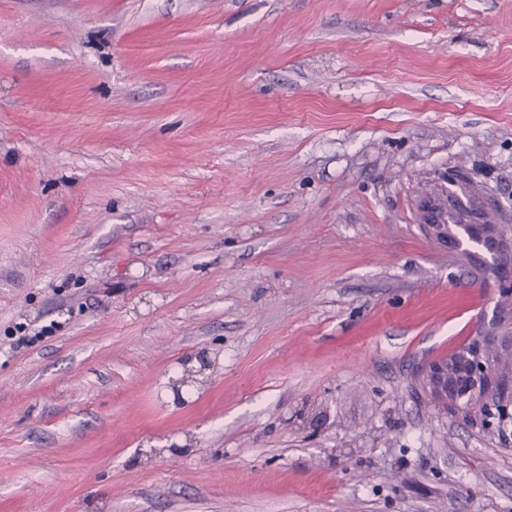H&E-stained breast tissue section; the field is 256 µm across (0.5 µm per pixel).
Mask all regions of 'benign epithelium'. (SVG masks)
Returning a JSON list of instances; mask_svg holds the SVG:
<instances>
[{
  "label": "benign epithelium",
  "mask_w": 512,
  "mask_h": 512,
  "mask_svg": "<svg viewBox=\"0 0 512 512\" xmlns=\"http://www.w3.org/2000/svg\"><path fill=\"white\" fill-rule=\"evenodd\" d=\"M480 246L486 257L484 272L498 288L488 299L491 310L481 313L477 335L470 340L480 345L503 341L511 360L496 367L475 361L466 380L458 379L446 361L427 363L420 370L434 397L445 407L453 405V414L461 417L471 415L477 408L491 410L499 396L512 395V249L502 250L493 231L482 235Z\"/></svg>",
  "instance_id": "1"
}]
</instances>
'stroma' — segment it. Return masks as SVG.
Returning a JSON list of instances; mask_svg holds the SVG:
<instances>
[{
  "label": "stroma",
  "mask_w": 512,
  "mask_h": 512,
  "mask_svg": "<svg viewBox=\"0 0 512 512\" xmlns=\"http://www.w3.org/2000/svg\"><path fill=\"white\" fill-rule=\"evenodd\" d=\"M452 170L512 226V0H0V512H512ZM453 192H458L456 184L443 187L440 190L439 198L429 197L423 205V219L429 224H439L438 226L441 229L439 232L440 237H448V240L470 239L472 238L470 226L463 224L462 217L467 210L468 204L471 202V198L464 193L461 197H456L457 205L455 209L448 212L446 199L448 194Z\"/></svg>",
  "instance_id": "obj_1"
}]
</instances>
